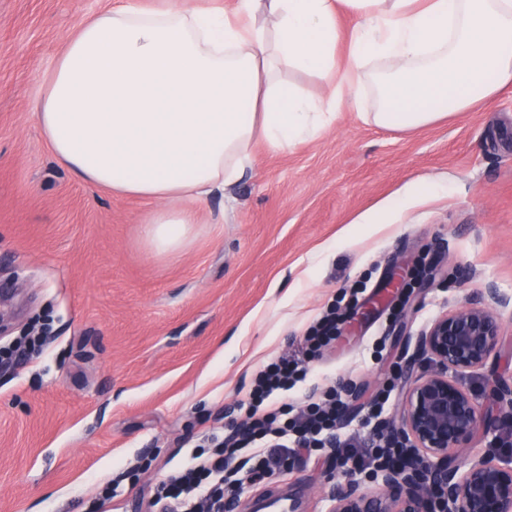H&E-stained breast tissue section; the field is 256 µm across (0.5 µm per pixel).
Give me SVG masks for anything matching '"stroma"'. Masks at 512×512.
Listing matches in <instances>:
<instances>
[{
    "label": "stroma",
    "instance_id": "stroma-1",
    "mask_svg": "<svg viewBox=\"0 0 512 512\" xmlns=\"http://www.w3.org/2000/svg\"><path fill=\"white\" fill-rule=\"evenodd\" d=\"M126 0H0V344L49 324L43 353L0 370V512H86L119 472L104 512H147L142 490L189 458L201 435L245 419L255 371L294 351L345 287L362 308L297 390L362 389L341 421L390 390L399 421L417 339L485 287L501 321L485 372L512 377V92L409 132L363 120L348 100L314 139L255 148L241 181L200 209L187 244L145 241L148 201L75 179L55 159L33 108L43 77L80 24ZM443 188L431 191L427 182ZM510 305H501V298ZM340 465L302 461L255 482L329 512Z\"/></svg>",
    "mask_w": 512,
    "mask_h": 512
}]
</instances>
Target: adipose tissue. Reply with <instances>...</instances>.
Returning a JSON list of instances; mask_svg holds the SVG:
<instances>
[{
    "label": "adipose tissue",
    "mask_w": 512,
    "mask_h": 512,
    "mask_svg": "<svg viewBox=\"0 0 512 512\" xmlns=\"http://www.w3.org/2000/svg\"><path fill=\"white\" fill-rule=\"evenodd\" d=\"M359 23L337 57L341 11ZM324 81L314 100L283 75ZM367 121L411 131L512 89V0H238L219 12L135 0L83 22L35 108L58 161L115 195L158 202L150 248L181 247L198 207L251 168L257 143L318 135L362 87Z\"/></svg>",
    "instance_id": "ef3b65f1"
}]
</instances>
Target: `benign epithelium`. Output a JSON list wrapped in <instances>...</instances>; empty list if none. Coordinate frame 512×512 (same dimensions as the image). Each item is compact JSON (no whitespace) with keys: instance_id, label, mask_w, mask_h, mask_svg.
<instances>
[{"instance_id":"obj_1","label":"benign epithelium","mask_w":512,"mask_h":512,"mask_svg":"<svg viewBox=\"0 0 512 512\" xmlns=\"http://www.w3.org/2000/svg\"><path fill=\"white\" fill-rule=\"evenodd\" d=\"M499 317L471 299L437 317L419 336L421 363L406 394L393 437L426 459L397 466L329 493L330 512H512V454L474 451L480 433L512 423V383L484 377L494 418L463 376L483 368L496 352Z\"/></svg>"}]
</instances>
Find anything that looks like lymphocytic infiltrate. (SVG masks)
I'll return each mask as SVG.
<instances>
[{"instance_id":"f902f5d3","label":"lymphocytic infiltrate","mask_w":512,"mask_h":512,"mask_svg":"<svg viewBox=\"0 0 512 512\" xmlns=\"http://www.w3.org/2000/svg\"><path fill=\"white\" fill-rule=\"evenodd\" d=\"M342 320L337 308L328 309L310 326L298 353L279 356L259 369L245 399L248 423L227 436H208L182 467L161 474L150 490V512H224L225 488L242 492L246 484L322 451L359 471L410 460L407 449L383 444L388 394L370 403L359 438L338 433L347 408L344 385L327 387L299 411L271 402L306 381L310 362L335 337Z\"/></svg>"}]
</instances>
